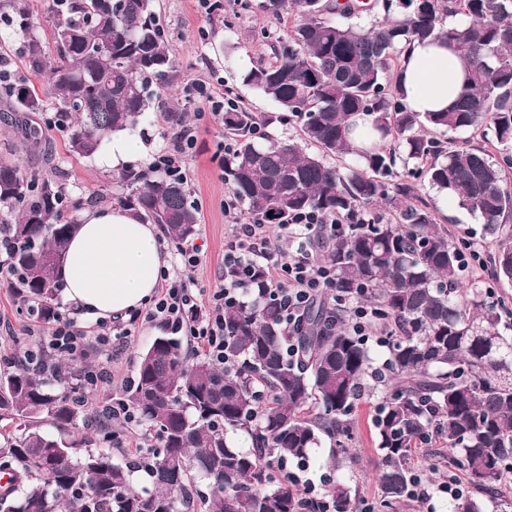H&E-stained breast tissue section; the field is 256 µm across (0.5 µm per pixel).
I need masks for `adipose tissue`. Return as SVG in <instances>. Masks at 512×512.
I'll return each mask as SVG.
<instances>
[{"label": "adipose tissue", "mask_w": 512, "mask_h": 512, "mask_svg": "<svg viewBox=\"0 0 512 512\" xmlns=\"http://www.w3.org/2000/svg\"><path fill=\"white\" fill-rule=\"evenodd\" d=\"M416 112L451 107L466 86L460 61L446 46L413 43L399 73ZM165 259L155 225L119 206L87 210L58 271L65 293L89 318L122 317L142 306L159 285Z\"/></svg>", "instance_id": "obj_1"}]
</instances>
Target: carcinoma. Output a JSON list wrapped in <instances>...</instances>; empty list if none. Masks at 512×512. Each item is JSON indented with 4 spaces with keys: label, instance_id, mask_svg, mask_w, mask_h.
<instances>
[{
    "label": "carcinoma",
    "instance_id": "obj_1",
    "mask_svg": "<svg viewBox=\"0 0 512 512\" xmlns=\"http://www.w3.org/2000/svg\"><path fill=\"white\" fill-rule=\"evenodd\" d=\"M4 6L13 10L7 22L22 37L27 71H49L45 90L19 81L9 91L14 125L32 149L46 133L24 114L43 111L44 98L69 121L68 151L91 156L152 109L160 94L150 81L164 86L176 77L156 0H52L51 66L32 14L18 0ZM375 7L383 20L369 28L352 22ZM263 9L292 17V26L272 45L273 59L245 71L242 83L273 99L280 115L224 110V137L235 143L224 154V183L263 224L306 211L349 224L345 236L317 240L336 302L310 304L290 334L257 267L252 288L224 304V365L192 360L181 339L157 336L121 399L152 431L143 466L150 486L139 490L134 462H116L75 435L91 429L112 441V406L96 419L86 414L87 394L76 384L86 370L43 351L12 361L0 373V421L20 429L0 430V466L10 475L0 512H299L296 486L276 467L306 461L324 436L345 447L365 394L371 357L343 317L342 302L351 299L371 303L393 326V383L375 419L379 507L411 496V454L439 440L467 486L449 512H487L488 502L512 508V339L498 332L495 308L478 288L459 291L458 248L409 181L426 175L479 215L500 237L498 275L512 281V191L503 186L512 155L493 161L481 147H448L436 137L480 130L512 144V0H263ZM416 41L446 42L466 67L468 89L444 112L421 114L404 102L397 73ZM358 114L373 116L361 147L348 136ZM275 122L297 124L300 142L256 136ZM117 180V205L174 242L195 235L198 207L183 178L130 168ZM380 203L389 216L372 214ZM81 206L66 202L62 183L0 161V211L18 214L0 224V246L19 274L8 288L44 323L57 314L62 284L42 259L65 255ZM46 423L58 435L44 432ZM239 434L244 447L232 440ZM325 497L332 512H355L346 488L330 484Z\"/></svg>",
    "mask_w": 512,
    "mask_h": 512
}]
</instances>
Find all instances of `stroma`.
Returning <instances> with one entry per match:
<instances>
[{
	"instance_id": "stroma-1",
	"label": "stroma",
	"mask_w": 512,
	"mask_h": 512,
	"mask_svg": "<svg viewBox=\"0 0 512 512\" xmlns=\"http://www.w3.org/2000/svg\"><path fill=\"white\" fill-rule=\"evenodd\" d=\"M260 0H224L223 14L201 13L195 0H157L160 23L167 35L170 52L180 72L178 84L164 87L163 98L170 106L198 115V142L195 151L184 164L185 186L200 209L198 231L193 238L200 248L201 262L193 268L181 269L183 279L196 283L207 292H214L221 284L224 273V248L232 235L233 223H250L251 217L244 207H237L234 216L224 213V201L231 192L224 183V172L215 156L217 145L224 139L220 119L205 116V104L193 99V84L215 86L225 99L266 114L276 111V104L241 82L242 72L260 60H271V50L263 42V34L271 37L286 36L291 25L289 19L268 17L259 7ZM47 137L52 151L46 156L30 154L25 149L12 153L13 161L24 168L35 170L43 177L62 178L68 199L84 201L108 198L119 193L117 173L103 166L100 156L90 158L71 155L66 148V134L52 128ZM449 235L455 242L469 241L487 262H494L498 238L485 230L478 215L452 206L444 220ZM478 283L495 301L498 314L497 329L512 336V282L487 276L470 264L463 278L464 285ZM38 322L22 314L8 288L0 284V370H6L8 359L29 349H39L43 342L37 335ZM160 321L140 325L129 337L123 351L112 361H105L95 339L85 346L90 365L106 366L96 388L89 392L93 406H101L122 398L125 388L135 375L140 352L144 351L156 335L164 331ZM369 391L352 414L351 438L345 447L322 439L306 462L301 480L319 481L322 475H331L350 490L360 512H367L380 500L377 465L380 450L374 420L383 396L374 380H367ZM338 455L340 466L329 470L327 461ZM414 463L417 474L431 483L435 491L428 501L414 498L396 503L391 512H448L450 495L444 490L448 480V447L437 443L430 448L418 449Z\"/></svg>"
}]
</instances>
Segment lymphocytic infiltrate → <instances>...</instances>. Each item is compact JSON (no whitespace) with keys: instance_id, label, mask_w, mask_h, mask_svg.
I'll return each instance as SVG.
<instances>
[{"instance_id":"f902f5d3","label":"lymphocytic infiltrate","mask_w":512,"mask_h":512,"mask_svg":"<svg viewBox=\"0 0 512 512\" xmlns=\"http://www.w3.org/2000/svg\"><path fill=\"white\" fill-rule=\"evenodd\" d=\"M285 227L290 235L308 240L319 235L336 238L347 231L341 220L316 211L289 217ZM224 263L235 267L238 277L214 292V305L206 319L198 317L203 289L188 286L177 271L166 269L161 274L164 287L152 306L145 311H131L127 320L121 323L112 325L102 319L87 329L77 326L68 310H60L52 321L50 346L58 353L76 358L83 353L88 333H95L99 342L108 348L113 340L131 336L133 327L139 322L159 319L174 332L192 337L205 348L210 359L220 364L224 361V304L236 299L250 286L255 267L264 269L269 285L276 290L292 325L312 298L335 288L328 265L316 261L305 251L287 256L279 243L270 238L265 225L257 221L235 225L224 250Z\"/></svg>"}]
</instances>
